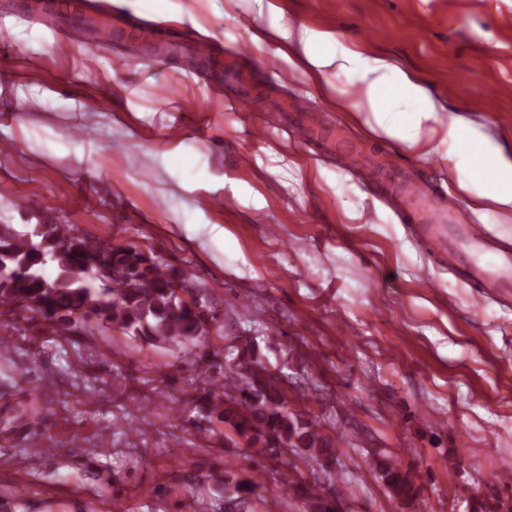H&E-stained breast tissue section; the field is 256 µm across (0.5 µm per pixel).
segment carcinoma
<instances>
[{
  "label": "carcinoma",
  "mask_w": 512,
  "mask_h": 512,
  "mask_svg": "<svg viewBox=\"0 0 512 512\" xmlns=\"http://www.w3.org/2000/svg\"><path fill=\"white\" fill-rule=\"evenodd\" d=\"M70 224L41 216L30 227L0 224V307L25 312L57 326L94 324L144 344H190L209 341L206 291L185 284L189 298L177 294V281L158 257H146L135 245L105 247L72 234ZM102 252L112 277H97L87 268L90 253ZM51 257L53 274H45L41 255ZM99 286H94L95 282ZM194 400L207 420L224 424V436L237 435L257 455L288 448L306 452L323 468L337 461L335 441L316 430L303 403L288 397L285 380L241 354L224 363V375L196 368ZM391 496L407 505L417 493L408 474L390 458L377 462ZM255 480L224 483V512H255ZM303 512H333L318 484L288 482Z\"/></svg>",
  "instance_id": "1"
}]
</instances>
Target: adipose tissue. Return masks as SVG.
<instances>
[{
	"label": "adipose tissue",
	"mask_w": 512,
	"mask_h": 512,
	"mask_svg": "<svg viewBox=\"0 0 512 512\" xmlns=\"http://www.w3.org/2000/svg\"><path fill=\"white\" fill-rule=\"evenodd\" d=\"M249 40L257 47L274 46L319 95L330 87L332 72L350 73L357 92L350 112L363 118L370 132L398 140L411 154L423 158L454 147L448 160L458 187L467 193L471 204L482 207L490 201L512 207V158L471 121L461 117L443 121L438 104L418 78L387 61L365 58L357 47L335 51L337 38L332 31L304 24L286 25L276 20L253 27ZM397 99L408 101L410 111H392L391 104Z\"/></svg>",
	"instance_id": "ef3b65f1"
}]
</instances>
